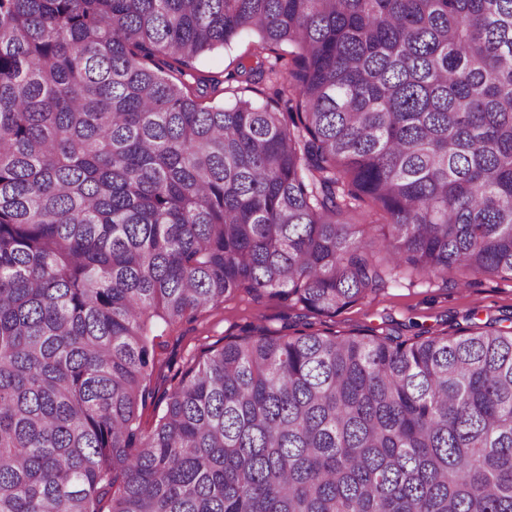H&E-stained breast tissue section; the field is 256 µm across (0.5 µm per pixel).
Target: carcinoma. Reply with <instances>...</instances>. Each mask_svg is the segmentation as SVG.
I'll use <instances>...</instances> for the list:
<instances>
[{"label": "carcinoma", "mask_w": 512, "mask_h": 512, "mask_svg": "<svg viewBox=\"0 0 512 512\" xmlns=\"http://www.w3.org/2000/svg\"><path fill=\"white\" fill-rule=\"evenodd\" d=\"M450 269L512 279V0H0V512H512V326H255L140 427L234 294ZM253 37L244 35L234 41L224 49L212 52L196 63V68L204 75L211 73H224L232 72L236 69L237 64L242 59L247 62L249 58L247 55L251 49ZM228 84L224 83V93L219 94L214 103L220 105H228L234 102L236 96H241L245 98H249L254 101L258 105H265L267 102H271V99L274 98L273 89L269 84H256V85H246L245 83H237L233 82L230 84V88L233 90H226ZM235 93V94H233ZM237 94V95H236ZM235 95V96H234Z\"/></svg>", "instance_id": "1"}]
</instances>
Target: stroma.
Returning a JSON list of instances; mask_svg holds the SVG:
<instances>
[{"label":"stroma","mask_w":512,"mask_h":512,"mask_svg":"<svg viewBox=\"0 0 512 512\" xmlns=\"http://www.w3.org/2000/svg\"><path fill=\"white\" fill-rule=\"evenodd\" d=\"M473 321L503 327L512 324L511 280L463 278L454 270L446 278L428 279L406 271L335 317L322 319L301 307H288L267 298L256 302L241 292L225 302L223 312L203 322L183 323L165 337L150 381L152 395L139 409L142 425L150 427L164 409L175 385V371L199 355L198 339L202 336L217 348L254 326L280 334L311 327L321 333L453 336Z\"/></svg>","instance_id":"1"}]
</instances>
